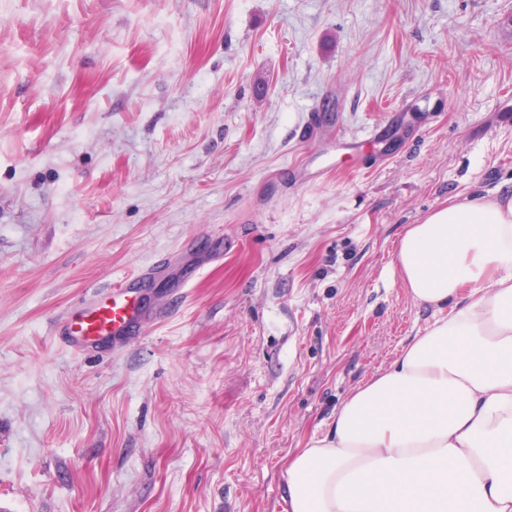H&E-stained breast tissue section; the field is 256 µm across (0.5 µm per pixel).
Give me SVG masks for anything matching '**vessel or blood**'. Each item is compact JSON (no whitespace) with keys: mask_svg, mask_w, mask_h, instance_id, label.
<instances>
[{"mask_svg":"<svg viewBox=\"0 0 512 512\" xmlns=\"http://www.w3.org/2000/svg\"><path fill=\"white\" fill-rule=\"evenodd\" d=\"M142 313L140 297L131 288L120 289L106 300L95 303L85 313L71 318L68 338L73 344L96 341L127 333Z\"/></svg>","mask_w":512,"mask_h":512,"instance_id":"b4317fda","label":"vessel or blood"}]
</instances>
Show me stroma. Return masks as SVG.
I'll return each instance as SVG.
<instances>
[{
	"label": "stroma",
	"mask_w": 512,
	"mask_h": 512,
	"mask_svg": "<svg viewBox=\"0 0 512 512\" xmlns=\"http://www.w3.org/2000/svg\"><path fill=\"white\" fill-rule=\"evenodd\" d=\"M511 180L512 0H0V512H269L433 320L404 230ZM134 288H123L97 302L85 313L73 316L67 325L68 338L74 345L97 341L108 336H123L139 320L140 297Z\"/></svg>",
	"instance_id": "1"
}]
</instances>
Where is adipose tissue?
<instances>
[{"mask_svg": "<svg viewBox=\"0 0 512 512\" xmlns=\"http://www.w3.org/2000/svg\"><path fill=\"white\" fill-rule=\"evenodd\" d=\"M394 265L436 317L289 461L291 512H512V187L436 207Z\"/></svg>", "mask_w": 512, "mask_h": 512, "instance_id": "ef3b65f1", "label": "adipose tissue"}]
</instances>
